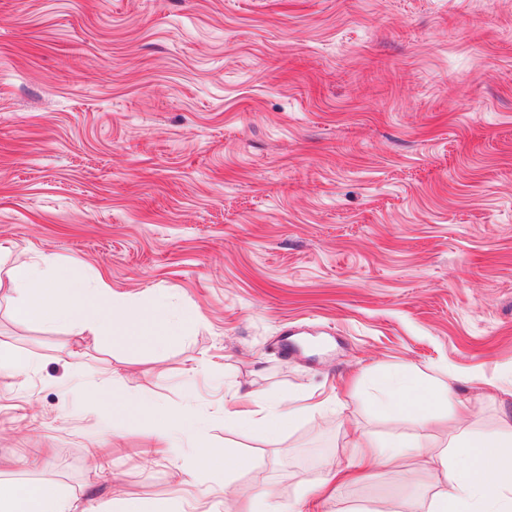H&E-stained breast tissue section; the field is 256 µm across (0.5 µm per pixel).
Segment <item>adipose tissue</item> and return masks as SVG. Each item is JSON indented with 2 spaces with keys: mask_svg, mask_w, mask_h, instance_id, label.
<instances>
[{
  "mask_svg": "<svg viewBox=\"0 0 512 512\" xmlns=\"http://www.w3.org/2000/svg\"><path fill=\"white\" fill-rule=\"evenodd\" d=\"M13 312L19 321L50 323L73 330L76 335L151 336L157 349H165L170 338L182 335L180 318L167 315V303L156 297L145 312L112 300L100 284L99 275L80 276L72 268L57 267L50 258L14 267L9 272ZM372 401L384 415L415 417L426 426L444 424L435 443L424 437L383 442L364 432L349 441L345 467L417 468L439 463L447 481L428 503L407 501L392 504L383 512H512V423L491 433L473 434L459 428L448 416L457 403L448 387H437L401 368L377 380ZM140 413L150 416L149 437L157 448L178 454L185 434L183 417L150 402L139 403ZM318 404L295 405L250 392L234 394L224 401V425L250 427L275 433L283 422L318 411ZM225 451L202 445L191 469L180 471L178 480L205 485L230 476L233 466L247 465L244 457L227 465ZM0 512H71L62 489L54 484L22 486L0 481Z\"/></svg>",
  "mask_w": 512,
  "mask_h": 512,
  "instance_id": "obj_1",
  "label": "adipose tissue"
}]
</instances>
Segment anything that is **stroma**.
Wrapping results in <instances>:
<instances>
[{
    "label": "stroma",
    "mask_w": 512,
    "mask_h": 512,
    "mask_svg": "<svg viewBox=\"0 0 512 512\" xmlns=\"http://www.w3.org/2000/svg\"><path fill=\"white\" fill-rule=\"evenodd\" d=\"M0 245L100 273L113 299L164 293L192 318L165 350L15 320L0 348V480L214 512L223 483L175 488L195 456L112 442L81 380L201 417L250 457L232 480L309 512L359 432L423 436L369 398L402 367L490 432L512 411V0H0ZM314 396L277 439L224 429V398ZM40 467L22 466L33 450ZM439 465L375 471L320 512L413 501ZM33 361L26 355L15 351L0 350V374L7 372L11 375L25 373L31 370Z\"/></svg>",
    "instance_id": "stroma-1"
}]
</instances>
